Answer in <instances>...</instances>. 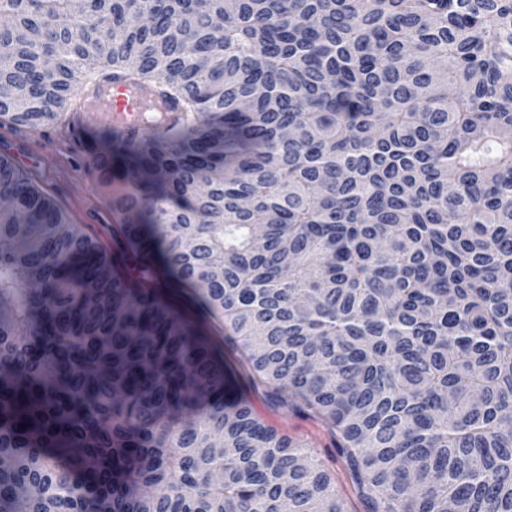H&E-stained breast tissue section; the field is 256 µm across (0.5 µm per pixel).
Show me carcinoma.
<instances>
[{
  "label": "carcinoma",
  "mask_w": 512,
  "mask_h": 512,
  "mask_svg": "<svg viewBox=\"0 0 512 512\" xmlns=\"http://www.w3.org/2000/svg\"><path fill=\"white\" fill-rule=\"evenodd\" d=\"M0 0V125L87 80L112 257L0 155V512H512V0ZM148 95L145 91L131 88L123 83L94 79L86 83L80 96L79 112L75 124L95 114L115 125L126 127L138 122L146 111ZM107 112V113H98ZM157 286L164 296L177 306L186 318L192 321L197 329L212 341L219 351L224 352V366L226 371L231 374L233 386H243L245 369L242 365L240 352L223 344V336H220L219 332L215 330V326L197 309L189 294L180 288H172L161 277L158 279ZM258 414L270 425L292 437L314 443L318 458L336 478V490L346 499L350 512H365V505L354 493L342 459L335 451V445L328 432L315 420L303 414L283 413L271 408L261 393L250 396Z\"/></svg>",
  "instance_id": "carcinoma-1"
}]
</instances>
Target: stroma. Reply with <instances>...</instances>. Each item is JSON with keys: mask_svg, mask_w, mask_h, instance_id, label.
<instances>
[{"mask_svg": "<svg viewBox=\"0 0 512 512\" xmlns=\"http://www.w3.org/2000/svg\"><path fill=\"white\" fill-rule=\"evenodd\" d=\"M71 113H60L50 123L32 129L26 126H0V154L10 156L32 175L39 187L51 195L67 212L71 223L82 225L88 235L99 239L104 248L112 246V215L102 194L96 189L92 172L85 169L82 159L94 135L104 124L92 121L76 135H69ZM158 288L192 321L197 329L224 352V366L231 375L233 386L243 384L245 369L241 355L225 346L214 325L194 305L189 294L159 280ZM258 414L270 425L290 436L313 442L318 458L336 479L337 491L346 499L349 512H365V505L354 493L344 464L335 451L328 432L315 420L303 414L283 413L271 408L261 394L251 397Z\"/></svg>", "mask_w": 512, "mask_h": 512, "instance_id": "stroma-1", "label": "stroma"}]
</instances>
